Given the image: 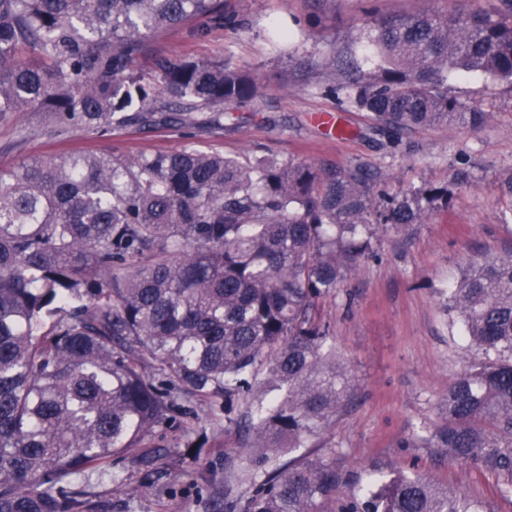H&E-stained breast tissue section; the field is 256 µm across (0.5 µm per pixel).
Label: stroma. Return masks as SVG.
Segmentation results:
<instances>
[{"mask_svg":"<svg viewBox=\"0 0 512 512\" xmlns=\"http://www.w3.org/2000/svg\"><path fill=\"white\" fill-rule=\"evenodd\" d=\"M223 26L198 34L195 25L147 38L146 61L159 58H222L255 75L261 95L238 108L237 124L195 126L196 148L227 155L273 154L341 166L364 162L390 172L392 191L426 183L448 188L447 206L409 235L381 236L378 256L361 263L336 296L325 302V319L336 352L357 380L353 401L322 430L314 451H335L344 482L337 496L358 494L373 476L402 469L512 512L495 476L452 462L442 448L411 447L414 432L439 425L448 382L473 357L448 332L441 291L474 260L512 250V229L502 225L499 182L512 174V86L479 75L450 80L461 101L490 112L478 130L454 125L404 137L387 153V135L372 134L364 111L348 105L343 92L328 89L326 56H360L362 38L383 16L431 10L470 13L489 0H223ZM287 31L292 58L280 61L270 50L272 36ZM334 114L347 126L342 136L326 133L315 114ZM186 132L177 128L112 127L87 132L27 112L0 121V171L23 161L89 149L115 155L179 148ZM209 446L199 458L183 453L186 436L167 427L152 438L162 453L148 469L133 455L114 462L122 476L91 475L103 512H217L230 468L222 447L224 414L198 409L193 423Z\"/></svg>","mask_w":512,"mask_h":512,"instance_id":"35a3bbf8","label":"stroma"}]
</instances>
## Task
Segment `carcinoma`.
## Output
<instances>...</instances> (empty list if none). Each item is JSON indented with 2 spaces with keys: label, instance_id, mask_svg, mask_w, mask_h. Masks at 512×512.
Here are the masks:
<instances>
[{
  "label": "carcinoma",
  "instance_id": "cac0c4a2",
  "mask_svg": "<svg viewBox=\"0 0 512 512\" xmlns=\"http://www.w3.org/2000/svg\"><path fill=\"white\" fill-rule=\"evenodd\" d=\"M224 25L221 0H0V120L44 112L65 127L185 128L233 121L258 79L224 60L158 59L145 39L189 21ZM331 90L402 135L477 129L490 113L448 93V75L512 84V0L376 21L359 58L331 57ZM363 163L255 157L187 142L170 152L77 150L0 172V512H99L86 475L189 429L224 403V432L253 448L235 512H494L483 500L395 473L336 497V461L310 448L356 390L322 302L381 234L448 206V188L395 193ZM512 221V175L500 183ZM450 329L476 352L448 384L440 426L412 443L501 481L512 499V253L477 260L448 288Z\"/></svg>",
  "mask_w": 512,
  "mask_h": 512
}]
</instances>
